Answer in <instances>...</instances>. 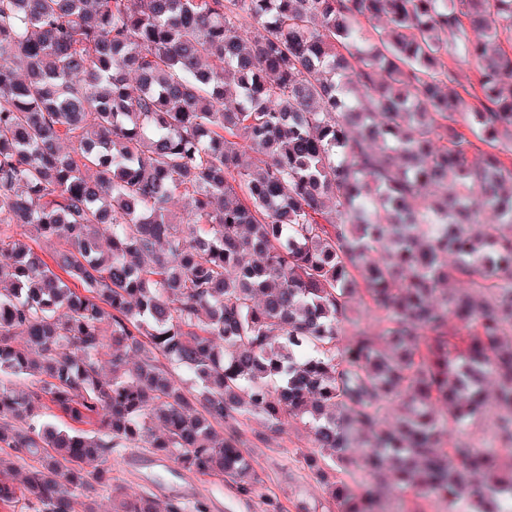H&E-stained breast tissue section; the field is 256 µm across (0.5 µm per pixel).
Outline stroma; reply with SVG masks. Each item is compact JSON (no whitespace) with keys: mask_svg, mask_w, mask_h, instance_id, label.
Listing matches in <instances>:
<instances>
[{"mask_svg":"<svg viewBox=\"0 0 512 512\" xmlns=\"http://www.w3.org/2000/svg\"><path fill=\"white\" fill-rule=\"evenodd\" d=\"M348 322L341 325L338 344L352 341L364 329L378 331L382 313L369 298L354 299L347 312ZM245 454L254 462L261 484L256 494L245 496L235 484L217 477H204L176 471L171 460L149 448H119L112 455V481L130 493L149 492L159 502L175 499L185 512H267L277 505L281 512H326V491L304 469L302 455L311 450L307 428L291 421L278 434H271L257 419L245 421Z\"/></svg>","mask_w":512,"mask_h":512,"instance_id":"stroma-1","label":"stroma"}]
</instances>
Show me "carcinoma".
Masks as SVG:
<instances>
[{
  "instance_id": "cac0c4a2",
  "label": "carcinoma",
  "mask_w": 512,
  "mask_h": 512,
  "mask_svg": "<svg viewBox=\"0 0 512 512\" xmlns=\"http://www.w3.org/2000/svg\"><path fill=\"white\" fill-rule=\"evenodd\" d=\"M451 50L481 94L456 90ZM504 131L512 0H0V373L37 378L0 381V508L97 512L108 488L112 512H184L112 485L127 444L252 494L256 415L309 428L304 469L337 512H380L323 454L353 429L368 474L501 512L512 454L441 439L488 413L491 383L512 445ZM357 295L386 327L338 350ZM384 398L404 410L389 428ZM48 403L63 426L35 422Z\"/></svg>"
}]
</instances>
